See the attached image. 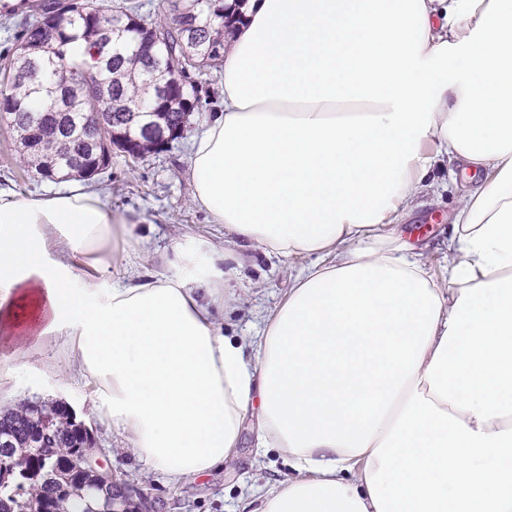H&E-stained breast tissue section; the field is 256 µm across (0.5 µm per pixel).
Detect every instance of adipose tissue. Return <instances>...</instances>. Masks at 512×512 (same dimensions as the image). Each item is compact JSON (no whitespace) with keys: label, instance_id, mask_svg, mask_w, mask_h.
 Instances as JSON below:
<instances>
[{"label":"adipose tissue","instance_id":"ef3b65f1","mask_svg":"<svg viewBox=\"0 0 512 512\" xmlns=\"http://www.w3.org/2000/svg\"><path fill=\"white\" fill-rule=\"evenodd\" d=\"M193 200L228 244L104 278L131 230L98 193L0 191V310L66 336L93 415L170 484L223 464L250 410L290 476L254 512H512V0H248ZM448 283L386 232L434 165ZM320 259L256 336L215 319L239 243Z\"/></svg>","mask_w":512,"mask_h":512}]
</instances>
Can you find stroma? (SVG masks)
<instances>
[{
	"label": "stroma",
	"instance_id": "1",
	"mask_svg": "<svg viewBox=\"0 0 512 512\" xmlns=\"http://www.w3.org/2000/svg\"><path fill=\"white\" fill-rule=\"evenodd\" d=\"M212 96L202 111L193 113L182 138L162 152L134 161L113 152L112 163L92 180L59 182L37 180L26 173L16 138L0 123V189L22 197L66 192L82 187L97 192L113 212L133 224L137 243L127 247L109 275L128 279L167 272L174 258L173 245L186 237L224 246V227L214 223L192 197L189 175L193 137L219 109L223 99L221 71L206 69L197 76ZM464 172L438 175L395 224L409 243L424 254L440 282L448 280V234L459 197L466 190ZM238 276L231 281L233 300L218 318L230 337L252 336L286 297L299 273L315 264L312 256H266L254 248L239 249ZM94 386L69 359L67 337L38 338L34 326L15 328L0 318V407L13 408L27 401L62 402L71 407L96 440L98 456L118 478L138 488L154 505V512H241L270 487L287 478L288 463L276 452L256 447V415L243 426L238 448L223 466L185 483L171 485L128 452L125 434L90 414Z\"/></svg>",
	"mask_w": 512,
	"mask_h": 512
}]
</instances>
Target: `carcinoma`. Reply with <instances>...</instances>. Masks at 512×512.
<instances>
[{"label": "carcinoma", "instance_id": "carcinoma-1", "mask_svg": "<svg viewBox=\"0 0 512 512\" xmlns=\"http://www.w3.org/2000/svg\"><path fill=\"white\" fill-rule=\"evenodd\" d=\"M43 0L24 18L19 45L0 56V118L16 133L27 172L40 179L76 173L91 179L107 169L112 147L134 146L140 159L162 150L155 123L177 129L200 111L203 88L192 75L224 62V31L235 23L224 0H174L179 20L147 22L138 5L116 0ZM164 34L154 44L143 26ZM78 43L98 62L88 67ZM95 71L98 81L76 75ZM53 103L35 110L32 101ZM0 462L18 460L0 477V512H89L116 499L112 488L78 468L88 432L67 408L27 403L0 411Z\"/></svg>", "mask_w": 512, "mask_h": 512}]
</instances>
